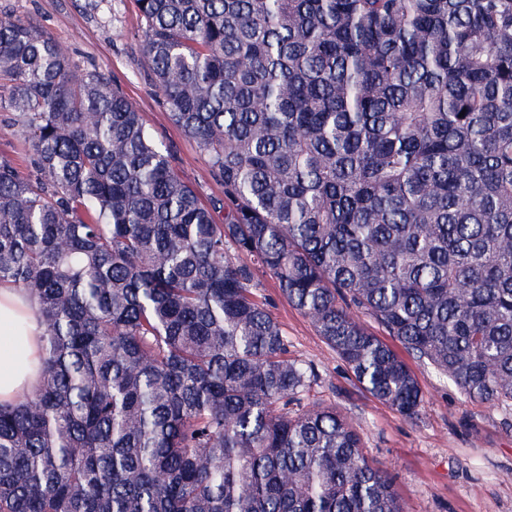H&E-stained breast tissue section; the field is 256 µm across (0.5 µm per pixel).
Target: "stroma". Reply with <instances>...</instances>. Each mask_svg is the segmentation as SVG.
Instances as JSON below:
<instances>
[{
	"label": "stroma",
	"mask_w": 512,
	"mask_h": 512,
	"mask_svg": "<svg viewBox=\"0 0 512 512\" xmlns=\"http://www.w3.org/2000/svg\"><path fill=\"white\" fill-rule=\"evenodd\" d=\"M0 13L36 21L68 47L80 69L109 77L171 148L180 176L202 201L222 197L206 156L170 121L150 80L134 0H0ZM256 282L254 293L279 323L289 357L314 370L304 404L333 405L348 417L369 464L393 477L406 512H512L511 409L466 400L411 357L407 364L423 403L418 418L407 419L361 387L312 322L282 296L272 274Z\"/></svg>",
	"instance_id": "35a3bbf8"
}]
</instances>
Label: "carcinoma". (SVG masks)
<instances>
[{"mask_svg":"<svg viewBox=\"0 0 512 512\" xmlns=\"http://www.w3.org/2000/svg\"><path fill=\"white\" fill-rule=\"evenodd\" d=\"M202 203L127 96L0 18V284L36 302L42 371L0 404V512H405L345 414L301 404L256 271L357 382L416 376L512 407V0H136ZM246 254L252 265H239ZM12 116L10 112H0V156H6L13 159L19 167V170L28 174L31 170L27 144L21 133L19 126H7L8 117Z\"/></svg>","mask_w":512,"mask_h":512,"instance_id":"cac0c4a2","label":"carcinoma"}]
</instances>
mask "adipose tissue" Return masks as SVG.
Masks as SVG:
<instances>
[{"label":"adipose tissue","instance_id":"ef3b65f1","mask_svg":"<svg viewBox=\"0 0 512 512\" xmlns=\"http://www.w3.org/2000/svg\"><path fill=\"white\" fill-rule=\"evenodd\" d=\"M43 329L33 302L0 286V403L10 405L32 393L40 379Z\"/></svg>","mask_w":512,"mask_h":512}]
</instances>
